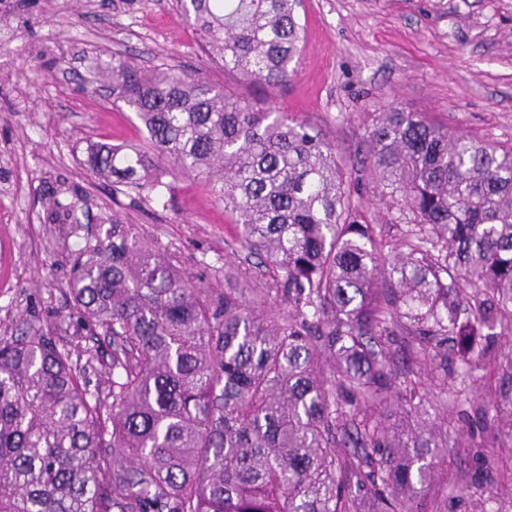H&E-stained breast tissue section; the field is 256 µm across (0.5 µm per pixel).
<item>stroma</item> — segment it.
Instances as JSON below:
<instances>
[{
  "label": "stroma",
  "instance_id": "stroma-1",
  "mask_svg": "<svg viewBox=\"0 0 512 512\" xmlns=\"http://www.w3.org/2000/svg\"><path fill=\"white\" fill-rule=\"evenodd\" d=\"M15 31L0 44V337L36 324L73 359H93L92 387L108 389L112 339L85 326L68 290L80 249L112 242L111 216L131 225L150 249L178 256L181 269L207 288L224 285L225 265L245 261L236 227L208 186L177 182L164 199L116 194L85 165L88 142L138 144L132 112L86 91L85 83L120 53L141 64L206 74L234 94L271 98L314 123L351 160L364 157L365 125L390 102L428 112L457 132L512 142V0H304L303 52L295 78L272 91L247 86L213 66L179 15L177 0H0ZM362 202L388 240L399 211L371 181ZM77 201L79 225L52 224L54 202ZM493 365L453 373L449 395L478 387L503 402L512 388V340ZM440 389L413 404L390 401L386 422L446 426L436 459L449 481H482L486 472L512 484V432L481 438L478 415L439 416ZM483 451H475V444Z\"/></svg>",
  "mask_w": 512,
  "mask_h": 512
}]
</instances>
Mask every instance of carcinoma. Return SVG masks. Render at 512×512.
Listing matches in <instances>:
<instances>
[{
    "instance_id": "obj_1",
    "label": "carcinoma",
    "mask_w": 512,
    "mask_h": 512,
    "mask_svg": "<svg viewBox=\"0 0 512 512\" xmlns=\"http://www.w3.org/2000/svg\"><path fill=\"white\" fill-rule=\"evenodd\" d=\"M301 5L180 10L211 63L275 89L295 73ZM101 76L144 144H92L87 166L122 194L205 182L261 269L226 265L224 289L203 288L112 221V248L71 283L112 337L111 405L40 330L1 337L0 512H421L448 440L381 408L425 388L396 356L443 388L448 354L472 372L512 336V143L395 103L359 168L309 120L199 72L114 55ZM366 174L399 206L395 242L361 201Z\"/></svg>"
}]
</instances>
